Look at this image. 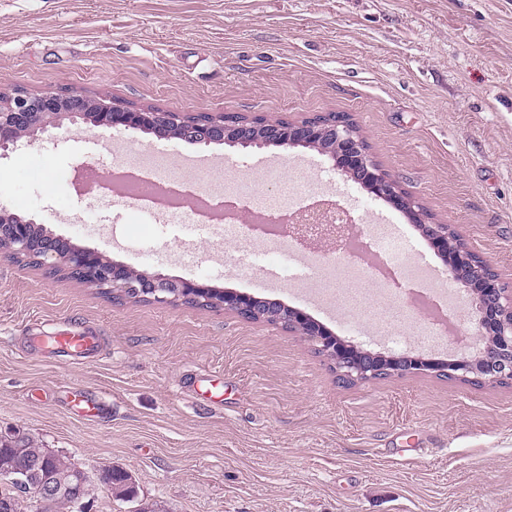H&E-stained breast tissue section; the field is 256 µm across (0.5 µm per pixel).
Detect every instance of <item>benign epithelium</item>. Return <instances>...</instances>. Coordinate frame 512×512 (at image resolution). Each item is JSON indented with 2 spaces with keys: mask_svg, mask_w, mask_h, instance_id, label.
I'll use <instances>...</instances> for the list:
<instances>
[{
  "mask_svg": "<svg viewBox=\"0 0 512 512\" xmlns=\"http://www.w3.org/2000/svg\"><path fill=\"white\" fill-rule=\"evenodd\" d=\"M104 114L108 117L106 126L121 128L129 133H151L157 138L174 136L199 147L212 144L231 143L242 147L274 145L284 150L309 144L321 150L331 161L336 157L344 159L345 165L337 167L343 177L358 172L376 196L387 200L407 212L417 211L416 204L407 197L398 183L387 177L380 180V172L373 164L369 151L362 145V138L351 127L341 121L331 119L325 123L303 119L284 126L277 120H268L261 125L242 122L230 124L224 116H210L206 119H191L175 112H160L153 109L128 108L118 106L110 100L77 93L46 92L40 95L18 93L10 97H0V151H7L23 138L34 139L38 133L47 130L59 120L75 122L87 114ZM26 221L11 213L0 214V240L8 248L0 250V259L11 261L14 256L27 251L28 233ZM353 220L336 211V204L324 203L309 207L289 217L288 236L307 246L317 254L338 245L348 231ZM430 240L445 254L444 263L452 279L466 276L474 268V253L459 247L448 253V225L423 224ZM39 261L51 269L64 268L77 271L82 282L92 288L112 291L120 298L147 297L159 303H172L184 299L191 292H204L208 286L191 280H174L161 275H149L144 280L132 279L127 267L113 263L99 252L84 248H73L62 255L46 246L40 250ZM219 307L228 313L245 318L254 309L255 299L234 291H224L218 300ZM475 313L474 335L482 343L489 335L490 326L497 325L496 340L492 350L484 352L480 366L467 363L448 364L443 360L410 356L408 365L397 367L396 356L381 353H362L359 365L352 362V347L337 336H330L314 329L304 313L283 308L277 314L278 322L297 325L299 333L311 341L336 354L337 365L342 374L353 379L362 376L388 372L392 375H411L419 371L435 374H452L460 379L482 383L512 382V296L499 288L497 282L487 281L484 290L471 298ZM31 472L15 463L0 469V489L11 490L30 482ZM84 469L77 467L68 474V480L54 476L40 477L36 500L48 494L72 492L75 507L79 512H88V501L80 488L92 482Z\"/></svg>",
  "mask_w": 512,
  "mask_h": 512,
  "instance_id": "obj_1",
  "label": "benign epithelium"
}]
</instances>
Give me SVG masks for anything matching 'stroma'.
<instances>
[{"mask_svg":"<svg viewBox=\"0 0 512 512\" xmlns=\"http://www.w3.org/2000/svg\"><path fill=\"white\" fill-rule=\"evenodd\" d=\"M69 91L186 115L297 121L347 114L374 160L451 225L512 292V0H0V93ZM105 168L167 156L183 171L205 154L204 189L247 172L258 194L285 184L337 201L362 232L387 225L402 260L449 287L458 335L472 334L468 293L415 224L331 161L297 147L206 149L91 123L63 124L0 155V210L112 261L279 303L355 346L451 360L430 347L420 313L380 335L367 311L392 276L367 270L297 295L222 262L202 235L87 194L82 161ZM279 180H269V170ZM96 328L97 359L41 339ZM98 397L87 419L74 391ZM20 428L89 473L112 466L169 512H512V384L474 386L432 373L339 380L315 345L280 324L181 303L109 300L67 274L0 261V432Z\"/></svg>","mask_w":512,"mask_h":512,"instance_id":"1","label":"stroma"}]
</instances>
